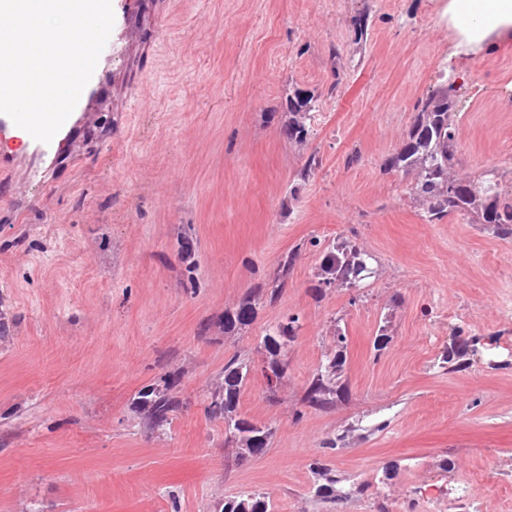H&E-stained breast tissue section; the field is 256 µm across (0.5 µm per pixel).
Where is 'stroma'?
<instances>
[{
  "label": "stroma",
  "mask_w": 512,
  "mask_h": 512,
  "mask_svg": "<svg viewBox=\"0 0 512 512\" xmlns=\"http://www.w3.org/2000/svg\"><path fill=\"white\" fill-rule=\"evenodd\" d=\"M130 25L142 44L118 64L125 88L75 129L76 161L27 201L0 181V512H220L247 488L270 493L277 512H325L308 500L319 454L371 479L396 462L395 503L451 480L450 458L502 475L482 512H512V315L500 313L512 238L458 216L426 223L409 176L383 169L418 101L450 84L458 170L495 172L512 190V37L466 51L448 0H142ZM297 90L316 99L302 147L280 133ZM312 154L319 165L300 181ZM352 231L375 277L357 304L345 290L317 297L309 240ZM299 244L282 295L225 340V305ZM387 313L393 338L378 353ZM289 314L302 329L286 385L269 394L257 375L240 399L276 432L235 464L204 394L234 350L261 360L264 327ZM334 317L347 330L349 397L294 419ZM456 326L496 335L497 365L439 368ZM180 368L186 408L165 433L144 431L133 396ZM357 415L363 437L322 452Z\"/></svg>",
  "instance_id": "1"
}]
</instances>
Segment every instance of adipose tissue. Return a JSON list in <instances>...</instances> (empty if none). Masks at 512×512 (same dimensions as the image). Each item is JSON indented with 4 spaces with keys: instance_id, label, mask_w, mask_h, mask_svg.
Returning a JSON list of instances; mask_svg holds the SVG:
<instances>
[{
    "instance_id": "1",
    "label": "adipose tissue",
    "mask_w": 512,
    "mask_h": 512,
    "mask_svg": "<svg viewBox=\"0 0 512 512\" xmlns=\"http://www.w3.org/2000/svg\"><path fill=\"white\" fill-rule=\"evenodd\" d=\"M469 11L466 24H458L462 11ZM448 17L456 22L457 31L469 47L485 41L512 36V0H448Z\"/></svg>"
}]
</instances>
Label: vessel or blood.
<instances>
[{"instance_id": "obj_1", "label": "vessel or blood", "mask_w": 512, "mask_h": 512, "mask_svg": "<svg viewBox=\"0 0 512 512\" xmlns=\"http://www.w3.org/2000/svg\"><path fill=\"white\" fill-rule=\"evenodd\" d=\"M114 24L110 37L99 57L93 76L60 131L50 143L34 140L12 120L0 114V143H18V151L0 154V173H18L17 181L10 183L12 195H26L34 184H47L49 173L62 153V143L76 129L86 113L97 111L99 102L109 96L116 86L110 69L112 60L123 56L132 44L133 33L127 20L137 13L139 0H112Z\"/></svg>"}]
</instances>
